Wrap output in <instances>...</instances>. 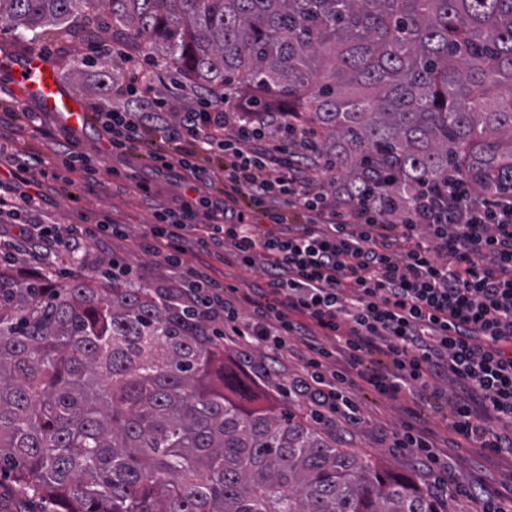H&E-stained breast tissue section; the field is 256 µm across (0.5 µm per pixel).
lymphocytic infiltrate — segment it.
<instances>
[{
    "label": "lymphocytic infiltrate",
    "instance_id": "f902f5d3",
    "mask_svg": "<svg viewBox=\"0 0 512 512\" xmlns=\"http://www.w3.org/2000/svg\"><path fill=\"white\" fill-rule=\"evenodd\" d=\"M253 106L251 97L216 89L175 115L136 59L95 106L114 153L176 171L189 190L154 210L147 252L176 268L187 246L220 258L229 243L241 266L264 260L266 283L248 319L192 268L175 299L222 318L252 350L295 352L304 374L292 391L328 421L358 424L353 392L363 382L389 400L428 406L470 447L512 455V195L483 200L452 174L446 190L416 196L398 222L387 221L374 197L353 196L338 180L313 190L321 155L310 143L302 155L269 144L266 131L281 112L269 106L257 117ZM59 134L69 150L41 176L65 190L76 172L95 183L91 155L74 132ZM217 154L225 186L265 223H246L223 197L205 193L214 173L200 158ZM18 155L15 139L0 141V223L18 226L0 249L39 242L34 261L47 269L60 249L116 232L112 223H46L41 195L14 191L27 171Z\"/></svg>",
    "mask_w": 512,
    "mask_h": 512
}]
</instances>
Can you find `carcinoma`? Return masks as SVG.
Wrapping results in <instances>:
<instances>
[{"mask_svg": "<svg viewBox=\"0 0 512 512\" xmlns=\"http://www.w3.org/2000/svg\"><path fill=\"white\" fill-rule=\"evenodd\" d=\"M112 21L193 84L257 89L395 213L457 171L512 193V0H0L21 33ZM0 259V466L57 512H443L224 373L202 316Z\"/></svg>", "mask_w": 512, "mask_h": 512, "instance_id": "obj_1", "label": "carcinoma"}]
</instances>
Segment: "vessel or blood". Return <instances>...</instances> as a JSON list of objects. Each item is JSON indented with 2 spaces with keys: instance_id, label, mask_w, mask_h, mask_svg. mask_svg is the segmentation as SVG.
I'll return each instance as SVG.
<instances>
[{
  "instance_id": "1",
  "label": "vessel or blood",
  "mask_w": 512,
  "mask_h": 512,
  "mask_svg": "<svg viewBox=\"0 0 512 512\" xmlns=\"http://www.w3.org/2000/svg\"><path fill=\"white\" fill-rule=\"evenodd\" d=\"M0 67L6 68L18 101H37L43 112L62 126L78 131L89 121V110L80 93L62 82L51 57L23 53L13 45L0 44Z\"/></svg>"
}]
</instances>
